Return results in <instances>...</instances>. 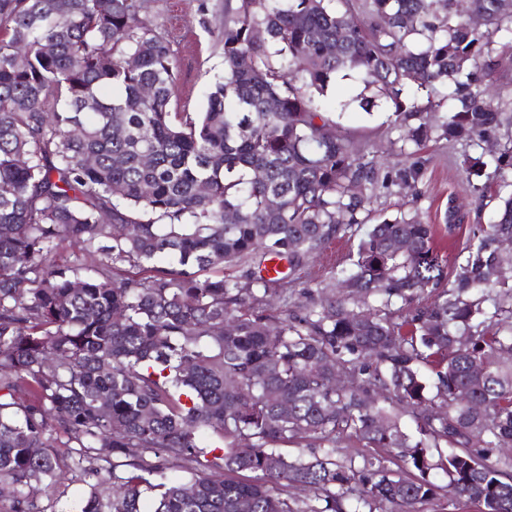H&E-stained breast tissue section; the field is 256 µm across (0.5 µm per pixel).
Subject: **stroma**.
I'll return each instance as SVG.
<instances>
[{"label":"stroma","mask_w":512,"mask_h":512,"mask_svg":"<svg viewBox=\"0 0 512 512\" xmlns=\"http://www.w3.org/2000/svg\"><path fill=\"white\" fill-rule=\"evenodd\" d=\"M144 12L162 32L174 39L177 60L175 98L178 103L199 111L205 101L208 84L224 74V53L219 30L224 23V0H143ZM356 92L353 81H341L332 86L327 100L338 130L354 132L356 146L371 150L374 142L386 134L389 118L386 111L371 114L359 108L340 109L341 101ZM496 143L482 146L457 143H429L421 150L423 174L411 187H391L375 200L370 209L372 221L402 210L419 214L435 224V244L441 254L455 259L473 240V234L494 219L493 205L476 207L466 183L463 160L466 156L492 153ZM455 206L453 225L444 221L448 206ZM367 225L353 227L344 237L326 245L323 252L307 264L288 285L290 299L288 314H297L317 304L324 288L333 287L334 275L349 267L356 255L357 245L367 232Z\"/></svg>","instance_id":"obj_1"}]
</instances>
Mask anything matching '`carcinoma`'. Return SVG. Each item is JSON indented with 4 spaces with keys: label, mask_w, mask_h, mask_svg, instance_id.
I'll list each match as a JSON object with an SVG mask.
<instances>
[{
    "label": "carcinoma",
    "mask_w": 512,
    "mask_h": 512,
    "mask_svg": "<svg viewBox=\"0 0 512 512\" xmlns=\"http://www.w3.org/2000/svg\"><path fill=\"white\" fill-rule=\"evenodd\" d=\"M469 8L480 26L457 0H224V76L178 112L141 0H0V512H43L30 487L68 472L89 486L76 512H144L146 495L151 512H423L441 489L456 510L512 512V324L484 308L492 290L512 301V192L451 282L417 214L360 239L348 295L429 288L426 307L265 310L389 188L330 118L337 74L362 110L391 111L402 154L496 136L512 97L482 83L512 50V2ZM464 167L480 200L512 187V135ZM420 174L417 159L395 181ZM344 436L377 453L336 460Z\"/></svg>",
    "instance_id": "1"
}]
</instances>
